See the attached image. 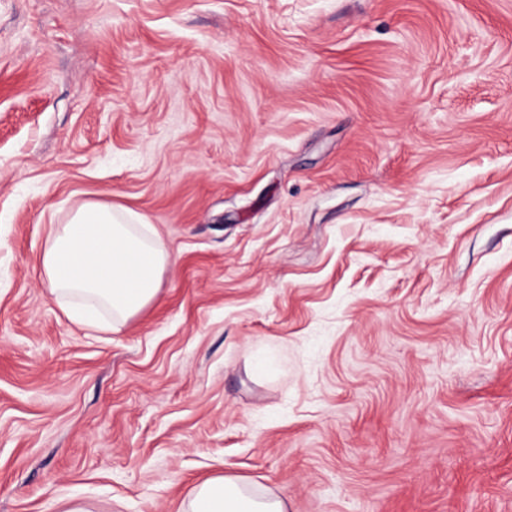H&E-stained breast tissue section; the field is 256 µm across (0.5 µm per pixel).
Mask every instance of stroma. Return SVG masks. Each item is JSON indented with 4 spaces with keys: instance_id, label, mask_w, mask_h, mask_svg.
I'll list each match as a JSON object with an SVG mask.
<instances>
[{
    "instance_id": "35a3bbf8",
    "label": "stroma",
    "mask_w": 512,
    "mask_h": 512,
    "mask_svg": "<svg viewBox=\"0 0 512 512\" xmlns=\"http://www.w3.org/2000/svg\"><path fill=\"white\" fill-rule=\"evenodd\" d=\"M173 265L108 330L79 203ZM512 512V0H0V512ZM40 253L44 278L67 316L110 328L153 301L172 264L163 240L138 213L85 202L67 224H52ZM74 300L86 302L75 305ZM188 512H288L277 495L255 494L248 483L215 476L195 486Z\"/></svg>"
}]
</instances>
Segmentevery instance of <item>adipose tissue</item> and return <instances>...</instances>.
<instances>
[{"label":"adipose tissue","mask_w":512,"mask_h":512,"mask_svg":"<svg viewBox=\"0 0 512 512\" xmlns=\"http://www.w3.org/2000/svg\"><path fill=\"white\" fill-rule=\"evenodd\" d=\"M44 278L67 316L102 325L123 323L153 301L172 263L163 240L138 213L86 202L68 223L52 225L39 257ZM189 512H287L277 495L215 476L195 486Z\"/></svg>","instance_id":"adipose-tissue-1"}]
</instances>
